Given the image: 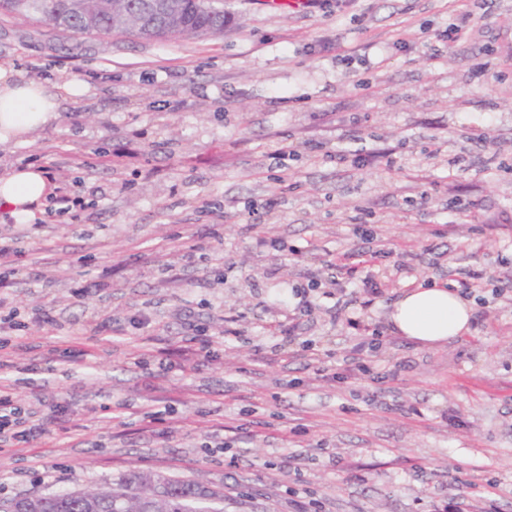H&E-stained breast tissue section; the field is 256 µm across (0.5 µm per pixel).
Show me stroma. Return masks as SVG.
Returning <instances> with one entry per match:
<instances>
[{
	"instance_id": "35a3bbf8",
	"label": "stroma",
	"mask_w": 512,
	"mask_h": 512,
	"mask_svg": "<svg viewBox=\"0 0 512 512\" xmlns=\"http://www.w3.org/2000/svg\"><path fill=\"white\" fill-rule=\"evenodd\" d=\"M224 8L223 34L178 40L0 16V66L85 87L0 146V176L31 166L87 203L0 223L18 253L0 358L53 418L0 450V498L144 471L204 480L224 512H512V0ZM347 250L376 252L374 288L328 283ZM458 269L484 277L470 333L390 331L402 291ZM311 280L294 341L271 335ZM355 357L367 373L344 377Z\"/></svg>"
}]
</instances>
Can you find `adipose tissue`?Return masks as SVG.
I'll return each instance as SVG.
<instances>
[{
	"mask_svg": "<svg viewBox=\"0 0 512 512\" xmlns=\"http://www.w3.org/2000/svg\"><path fill=\"white\" fill-rule=\"evenodd\" d=\"M82 92L76 81L54 92L39 83L21 80L13 69L0 66V145L25 142L57 119L62 98ZM50 192L42 170L18 168L0 178V209L17 216L31 215ZM472 319L471 301L444 284L404 291L389 313L395 333L429 348L469 333Z\"/></svg>",
	"mask_w": 512,
	"mask_h": 512,
	"instance_id": "obj_1",
	"label": "adipose tissue"
}]
</instances>
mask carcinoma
Masks as SVG:
<instances>
[{"instance_id":"1","label":"carcinoma","mask_w":512,"mask_h":512,"mask_svg":"<svg viewBox=\"0 0 512 512\" xmlns=\"http://www.w3.org/2000/svg\"><path fill=\"white\" fill-rule=\"evenodd\" d=\"M171 24L158 0H0V15L32 21L74 38L125 35L139 39L224 32V0H175ZM23 500L33 512H224V496L199 481L130 472L106 484L0 501L13 512Z\"/></svg>"}]
</instances>
